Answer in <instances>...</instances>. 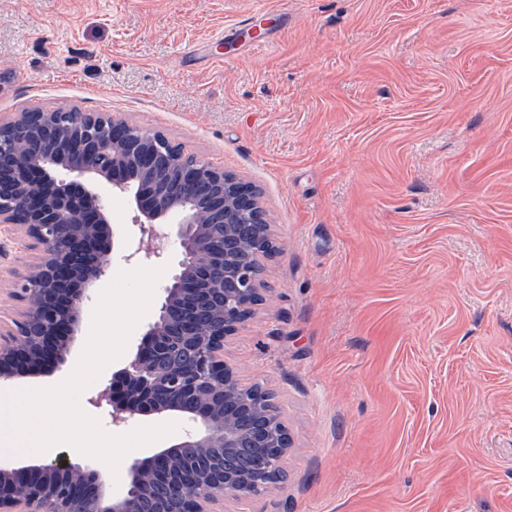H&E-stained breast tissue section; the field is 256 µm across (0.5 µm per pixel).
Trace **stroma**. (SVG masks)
<instances>
[{"instance_id":"1","label":"stroma","mask_w":512,"mask_h":512,"mask_svg":"<svg viewBox=\"0 0 512 512\" xmlns=\"http://www.w3.org/2000/svg\"><path fill=\"white\" fill-rule=\"evenodd\" d=\"M38 108L261 190L281 252L224 359L292 446L224 512H512V0H0V117Z\"/></svg>"}]
</instances>
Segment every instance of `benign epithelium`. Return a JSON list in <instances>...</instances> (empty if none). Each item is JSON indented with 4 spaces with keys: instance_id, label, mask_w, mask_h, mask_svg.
Returning a JSON list of instances; mask_svg holds the SVG:
<instances>
[{
    "instance_id": "benign-epithelium-1",
    "label": "benign epithelium",
    "mask_w": 512,
    "mask_h": 512,
    "mask_svg": "<svg viewBox=\"0 0 512 512\" xmlns=\"http://www.w3.org/2000/svg\"><path fill=\"white\" fill-rule=\"evenodd\" d=\"M105 183L131 203L135 254L169 264L159 304L136 353L88 403L112 423L176 414L183 436L133 461L126 493L59 456L0 467V512H142L149 492L181 512H219L228 497L276 483L291 440L276 401L224 362V342L266 302L260 257L273 244L260 191L119 115L34 110L0 119V224L34 241L39 257L15 296L19 318L0 327V384L48 372L71 353L91 288L108 272L110 205L88 189ZM224 449L209 459L207 450Z\"/></svg>"
}]
</instances>
